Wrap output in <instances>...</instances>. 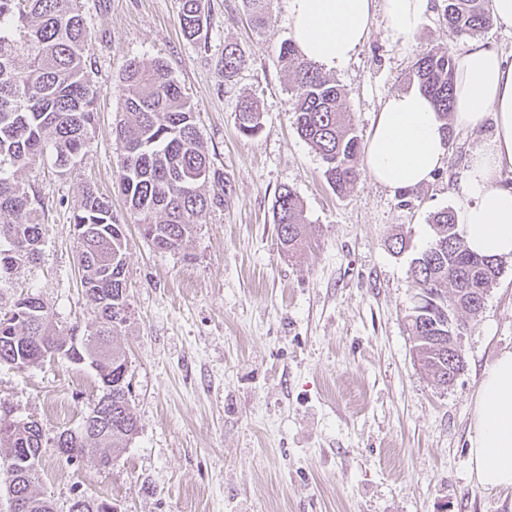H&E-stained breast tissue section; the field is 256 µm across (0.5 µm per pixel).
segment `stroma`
Returning <instances> with one entry per match:
<instances>
[{
  "label": "stroma",
  "instance_id": "stroma-1",
  "mask_svg": "<svg viewBox=\"0 0 512 512\" xmlns=\"http://www.w3.org/2000/svg\"><path fill=\"white\" fill-rule=\"evenodd\" d=\"M91 32L87 74L99 92L84 153L19 179L42 201L40 257L0 288V313L39 295L59 333L93 327L80 285L72 215L87 188L112 202L126 226L130 319L115 341L128 359L138 432L109 468L45 452L35 493L68 512L74 494L115 512H512V487L487 489L470 473L472 410L484 370L512 350V259L462 342L465 367L435 387L414 360L406 316L415 304L412 260L433 237L432 217L466 201L458 182L477 137L453 132L433 180L393 192L361 173L339 194L320 156L293 124L291 80L278 63L289 41L287 0H270V23L253 28L242 0H207L201 41L183 37L179 0H79ZM441 0L409 45H392L376 16L362 49L329 71L367 137L391 93L417 88L416 56L458 52ZM246 66L224 80L225 44ZM164 59L198 113L201 139L223 185L219 200L176 253L157 250L118 190L121 147L113 135L128 60ZM255 98L262 128L242 136L237 106ZM290 187L309 224L307 245L283 251L275 196ZM404 233L403 251L392 234ZM100 391L91 368L47 359L0 362V397L46 432L78 428Z\"/></svg>",
  "mask_w": 512,
  "mask_h": 512
}]
</instances>
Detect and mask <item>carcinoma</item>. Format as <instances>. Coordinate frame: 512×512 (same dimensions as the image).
Masks as SVG:
<instances>
[{"mask_svg": "<svg viewBox=\"0 0 512 512\" xmlns=\"http://www.w3.org/2000/svg\"><path fill=\"white\" fill-rule=\"evenodd\" d=\"M441 16L455 37H475L492 21L489 0H442ZM257 28L271 15L267 0H243ZM209 15L205 0H181L179 23L193 41L202 37ZM88 31L77 0H0V288L11 283L21 262L38 259L43 225L29 219L38 198L17 179V173L54 159L63 169L86 147L95 124L98 90L88 79ZM27 65L20 67V60ZM279 61L291 74L294 124L299 136L321 157L324 177L338 193L353 188L360 177L359 136L343 110L344 89L312 62L293 42L280 47ZM246 59L233 45L224 46L220 71L228 81ZM419 89L448 118L454 98V63L450 53L430 49L413 64ZM122 118L115 139L123 150L119 189L129 210L139 217L145 237L164 251L176 252L214 204L201 187L220 183L204 150L197 115L167 63L125 65ZM238 130L252 136L261 128V111L251 99L238 106ZM435 236L410 265L415 305L406 316L417 361L434 385L448 386V356L457 371L465 367L462 349L448 336V308L475 317L487 292L501 274V260L469 251L457 232L455 215L442 210L432 217ZM274 223L281 246L300 247L306 239L303 205L289 187L278 191ZM79 232L78 267L81 284L96 305V328L80 338L74 326L64 336L50 328V313L41 298L30 293L18 300V316H0V361L19 367L46 358L89 365L96 373L101 396L97 404L108 417L103 432L83 420L79 430L63 429L49 437L33 422L10 419L0 428V479L9 469L25 471L36 453L68 448L81 455L87 448L127 446L138 427L130 404V382L122 379L126 353L113 336L128 321L127 249L125 225L112 203L93 189L84 194L73 215ZM112 391H107V383ZM33 482L22 480L26 512H54L52 503L37 497ZM68 512H107L106 501L79 494Z\"/></svg>", "mask_w": 512, "mask_h": 512, "instance_id": "cac0c4a2", "label": "carcinoma"}]
</instances>
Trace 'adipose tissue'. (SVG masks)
Here are the masks:
<instances>
[{"mask_svg":"<svg viewBox=\"0 0 512 512\" xmlns=\"http://www.w3.org/2000/svg\"><path fill=\"white\" fill-rule=\"evenodd\" d=\"M288 26L299 53L327 70L344 67L365 44L376 14L386 36L406 46L420 29L430 0H287ZM455 100L442 120L420 90L394 92L382 102L366 139L371 178L393 190L431 181L448 153V128L484 133L459 175L467 200L456 211L468 249L512 258V57L473 44L454 58ZM469 462L486 488L512 487V350L484 371L473 407Z\"/></svg>","mask_w":512,"mask_h":512,"instance_id":"1","label":"adipose tissue"}]
</instances>
